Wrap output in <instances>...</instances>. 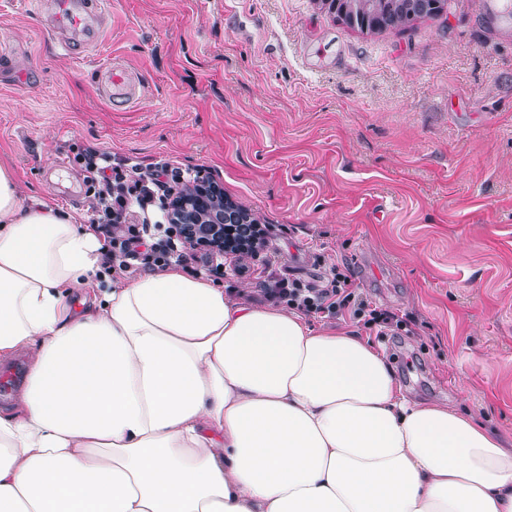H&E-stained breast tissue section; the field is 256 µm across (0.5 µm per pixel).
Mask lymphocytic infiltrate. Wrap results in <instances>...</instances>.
Wrapping results in <instances>:
<instances>
[{
    "label": "lymphocytic infiltrate",
    "instance_id": "lymphocytic-infiltrate-1",
    "mask_svg": "<svg viewBox=\"0 0 512 512\" xmlns=\"http://www.w3.org/2000/svg\"><path fill=\"white\" fill-rule=\"evenodd\" d=\"M87 191L96 202L91 223L104 239V270L136 273L174 267H197L204 274L220 272L223 254L200 246L192 237L151 242L152 230L166 224L165 212H149L157 198L174 192L184 177L182 168L164 162L143 167L131 157H116L94 147L76 153ZM257 301L284 305L307 316L349 318L366 329L393 332L410 327L409 317L377 306L358 286L348 270L333 266L321 284L306 283L287 272L258 274Z\"/></svg>",
    "mask_w": 512,
    "mask_h": 512
}]
</instances>
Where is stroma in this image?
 <instances>
[{"label": "stroma", "mask_w": 512, "mask_h": 512, "mask_svg": "<svg viewBox=\"0 0 512 512\" xmlns=\"http://www.w3.org/2000/svg\"><path fill=\"white\" fill-rule=\"evenodd\" d=\"M80 53L33 0H0V164L22 202L88 223L72 146L213 178L306 278L349 266L417 322L371 336L405 393L512 448V24L490 0L363 33L316 0H107ZM137 75L134 105L104 72ZM64 168H56V160Z\"/></svg>", "instance_id": "1"}]
</instances>
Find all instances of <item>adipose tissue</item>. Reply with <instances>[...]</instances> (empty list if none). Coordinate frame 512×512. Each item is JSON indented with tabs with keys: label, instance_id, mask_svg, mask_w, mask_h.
I'll list each match as a JSON object with an SVG mask.
<instances>
[{
	"label": "adipose tissue",
	"instance_id": "adipose-tissue-1",
	"mask_svg": "<svg viewBox=\"0 0 512 512\" xmlns=\"http://www.w3.org/2000/svg\"><path fill=\"white\" fill-rule=\"evenodd\" d=\"M0 167V512H512V449L343 328L167 268L104 284Z\"/></svg>",
	"mask_w": 512,
	"mask_h": 512
}]
</instances>
